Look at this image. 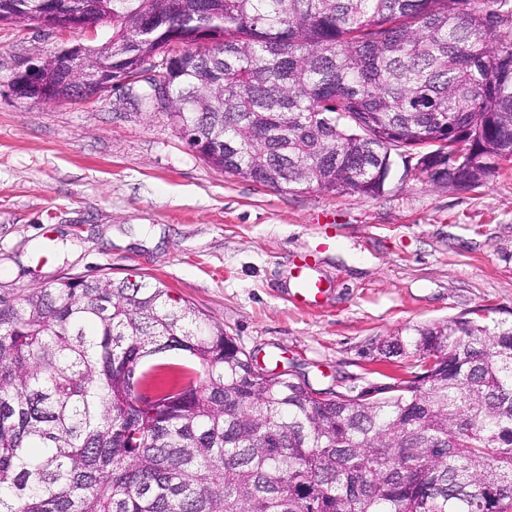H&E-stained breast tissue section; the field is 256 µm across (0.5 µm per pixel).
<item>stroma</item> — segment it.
<instances>
[{
  "instance_id": "1",
  "label": "stroma",
  "mask_w": 512,
  "mask_h": 512,
  "mask_svg": "<svg viewBox=\"0 0 512 512\" xmlns=\"http://www.w3.org/2000/svg\"><path fill=\"white\" fill-rule=\"evenodd\" d=\"M111 34L0 24L1 298L62 277L159 281L260 366L340 393L394 373L374 344L474 309L512 321V161L459 187L410 176L397 155L375 196L282 192L211 166L124 91L15 95L29 58ZM311 253L326 295L298 306L294 264Z\"/></svg>"
}]
</instances>
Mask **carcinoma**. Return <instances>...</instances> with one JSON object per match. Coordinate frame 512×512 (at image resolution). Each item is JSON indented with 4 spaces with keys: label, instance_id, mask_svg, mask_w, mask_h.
<instances>
[{
    "label": "carcinoma",
    "instance_id": "obj_1",
    "mask_svg": "<svg viewBox=\"0 0 512 512\" xmlns=\"http://www.w3.org/2000/svg\"><path fill=\"white\" fill-rule=\"evenodd\" d=\"M40 17V0H11ZM112 37L92 62L168 54L169 112L205 161L278 191L374 195L396 148L450 178L512 160V0H55ZM160 15L153 32L134 18ZM50 102L76 79L49 55ZM186 352L177 381L165 363ZM410 359L374 398L254 365L151 283L62 277L0 300V512H508L512 325L462 314L376 345Z\"/></svg>",
    "mask_w": 512,
    "mask_h": 512
}]
</instances>
